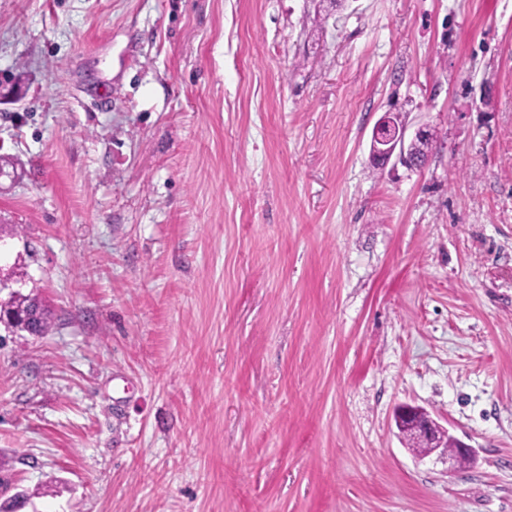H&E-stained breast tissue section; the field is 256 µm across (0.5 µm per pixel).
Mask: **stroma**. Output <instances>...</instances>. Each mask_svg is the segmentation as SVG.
<instances>
[{
  "instance_id": "1",
  "label": "stroma",
  "mask_w": 512,
  "mask_h": 512,
  "mask_svg": "<svg viewBox=\"0 0 512 512\" xmlns=\"http://www.w3.org/2000/svg\"><path fill=\"white\" fill-rule=\"evenodd\" d=\"M0 163V501L512 512V0H0ZM423 129L417 130L414 137L406 145V129L386 113L375 125L370 144V156L381 165L387 163L398 149L399 160L409 167H422L425 160L412 154L411 145L415 138L423 133ZM4 305L7 307V311L14 312L20 316H26L33 310H38V318L36 323V331L38 336L47 334L52 327V315L51 313L41 304L37 295L29 293L27 295H19L18 297L12 298L5 302ZM394 424L398 435L406 426H411L415 434L422 440L429 442L431 446L440 447L437 440L433 439L431 431H442L452 436L437 420L424 409L409 404H400L394 410ZM436 447V448H438Z\"/></svg>"
}]
</instances>
